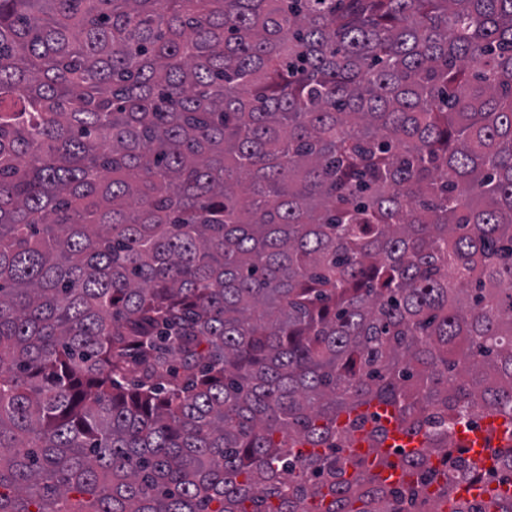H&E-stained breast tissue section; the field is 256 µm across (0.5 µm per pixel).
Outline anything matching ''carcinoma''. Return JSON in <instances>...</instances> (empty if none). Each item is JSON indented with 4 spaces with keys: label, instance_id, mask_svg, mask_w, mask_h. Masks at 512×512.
<instances>
[{
    "label": "carcinoma",
    "instance_id": "cac0c4a2",
    "mask_svg": "<svg viewBox=\"0 0 512 512\" xmlns=\"http://www.w3.org/2000/svg\"><path fill=\"white\" fill-rule=\"evenodd\" d=\"M466 412L512 418V0H0V512H393L396 465L473 512Z\"/></svg>",
    "mask_w": 512,
    "mask_h": 512
}]
</instances>
